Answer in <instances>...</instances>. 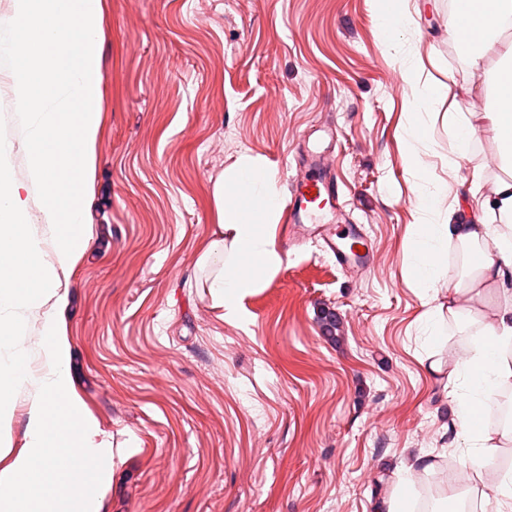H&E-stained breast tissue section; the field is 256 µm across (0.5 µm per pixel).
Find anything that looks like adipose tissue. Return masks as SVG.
Here are the masks:
<instances>
[{
  "instance_id": "1",
  "label": "adipose tissue",
  "mask_w": 512,
  "mask_h": 512,
  "mask_svg": "<svg viewBox=\"0 0 512 512\" xmlns=\"http://www.w3.org/2000/svg\"><path fill=\"white\" fill-rule=\"evenodd\" d=\"M380 42L399 65L410 90L412 122L406 137L432 140L436 123L448 130L449 179L455 192L436 175L433 164L415 150H406L407 167L419 174L415 194L420 213L436 211L447 198L444 223L421 222L408 255V280L433 289L448 268V251L462 249L467 262L455 272L448 296L426 311L431 336L448 342V354L430 360L429 370L442 378L454 434L462 439L460 465L469 488L481 496L480 512H512V460L495 468L491 457H512V421L488 429L500 409V397L512 398V0H452L448 33L458 60L486 93L481 112L461 111L448 89L422 82L417 54H404L401 36L417 31L421 12L410 0H375ZM492 67H484L488 56ZM447 112H439V104ZM496 142L497 175L486 165L471 167L459 177L462 160L480 133ZM277 173L249 154H240L213 184L217 231L197 258L204 286L224 316L247 318L243 299L278 270L283 257L275 243V220L281 207ZM469 332L456 344L454 336Z\"/></svg>"
}]
</instances>
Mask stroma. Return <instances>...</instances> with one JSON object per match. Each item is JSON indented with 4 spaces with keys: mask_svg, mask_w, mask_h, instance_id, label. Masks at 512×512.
Here are the masks:
<instances>
[{
    "mask_svg": "<svg viewBox=\"0 0 512 512\" xmlns=\"http://www.w3.org/2000/svg\"><path fill=\"white\" fill-rule=\"evenodd\" d=\"M425 78L482 111L448 38L449 0H417ZM102 135L91 246L62 318L75 389L112 450L102 512H374L409 454L446 449L448 399L424 367L429 299L405 278L414 173L409 89L371 0H103ZM330 155L369 245L344 268L288 242L225 320L195 279L212 186L243 153L287 190L304 141ZM342 318L323 337L320 308Z\"/></svg>",
    "mask_w": 512,
    "mask_h": 512,
    "instance_id": "stroma-1",
    "label": "stroma"
}]
</instances>
